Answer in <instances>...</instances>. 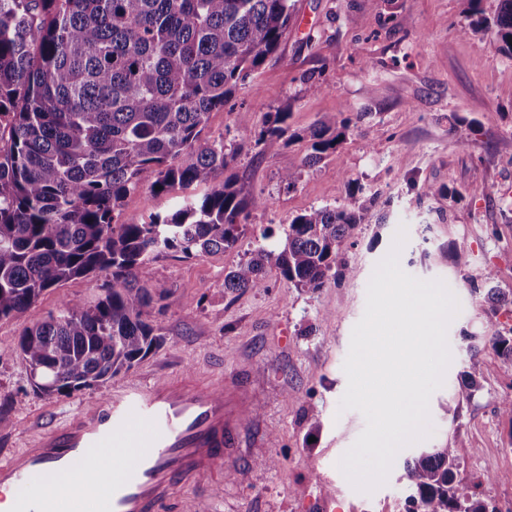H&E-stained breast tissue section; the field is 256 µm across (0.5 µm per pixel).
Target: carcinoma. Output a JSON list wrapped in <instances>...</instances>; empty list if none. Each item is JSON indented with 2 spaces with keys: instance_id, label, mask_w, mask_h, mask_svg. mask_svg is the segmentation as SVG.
<instances>
[{
  "instance_id": "cac0c4a2",
  "label": "carcinoma",
  "mask_w": 512,
  "mask_h": 512,
  "mask_svg": "<svg viewBox=\"0 0 512 512\" xmlns=\"http://www.w3.org/2000/svg\"><path fill=\"white\" fill-rule=\"evenodd\" d=\"M466 2L457 34L490 31L512 57V0H498L491 18L483 0ZM291 8V0H0V319L71 279L103 291L89 305L67 301L19 337L41 393L104 387L160 347L149 317L163 308L165 289L140 284L139 270L163 252L190 258L234 248L242 219L266 205L226 175L236 151L202 133L209 113L277 51ZM286 119L276 113L255 145L305 139L310 166L349 128L345 120L290 134ZM147 169L153 191L180 195L176 210L120 220ZM202 184L212 185L203 198L186 194ZM373 203L354 182L343 204L294 216L282 246L253 251L225 274L224 289L264 288L274 270L318 290L347 269ZM485 302L492 315L512 306L494 287ZM493 346L512 364V335L495 334ZM483 375L472 365L460 394L471 396ZM475 453L456 439L405 459L406 512H497L456 478L460 460Z\"/></svg>"
}]
</instances>
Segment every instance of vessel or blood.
<instances>
[{
  "label": "vessel or blood",
  "instance_id": "1",
  "mask_svg": "<svg viewBox=\"0 0 512 512\" xmlns=\"http://www.w3.org/2000/svg\"><path fill=\"white\" fill-rule=\"evenodd\" d=\"M231 401L193 375L118 383L1 460L0 489L11 490L13 512H165L176 487L201 486L233 446ZM56 474L89 483L78 497L47 491Z\"/></svg>",
  "mask_w": 512,
  "mask_h": 512
}]
</instances>
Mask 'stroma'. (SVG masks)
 Segmentation results:
<instances>
[{
    "mask_svg": "<svg viewBox=\"0 0 512 512\" xmlns=\"http://www.w3.org/2000/svg\"><path fill=\"white\" fill-rule=\"evenodd\" d=\"M292 2L293 22L276 57L241 83L228 105L210 112L205 130L226 149L240 147L237 186L242 195L265 197L266 207L250 211L236 247L193 258L163 253L139 276L141 284L168 291L163 310L151 315L165 343L131 376L193 371L243 387L251 410L211 483L175 489L177 512H404L409 491L401 474L412 447L400 450L385 484L369 494L337 467L366 425L359 411L338 409L352 330L374 268L401 228V268L443 280L460 303L448 327L452 362L429 402L434 433L422 445L443 448L462 438L476 453L460 461L458 480L480 499L511 507L512 418L499 403L512 396V365L490 338L512 327V313L486 314L484 294L491 285L512 295V57L500 52L492 33L456 34L465 0ZM313 83L320 92L310 91ZM278 112L287 113L296 133L344 120L349 129L335 153L309 167L308 141L273 150L255 145ZM290 168L298 172L292 185L282 179ZM153 180L151 172L142 174L123 202V220L172 210L175 198L153 193ZM354 180L376 195L375 212L385 221L360 226L346 274L313 292L276 274L261 290L225 291V274L250 252L278 247L297 214L342 204ZM427 182L449 187L452 197H422ZM452 245L468 253L466 268L449 259ZM99 294L93 282L72 279L44 291L24 313L0 319V460L28 434L106 396L103 388L41 395L16 352L26 327L67 300L91 302ZM474 362L485 373L466 399L461 380ZM451 406L458 409L453 418ZM270 457L276 467H263ZM229 471L237 480H225Z\"/></svg>",
    "mask_w": 512,
    "mask_h": 512,
    "instance_id": "stroma-1",
    "label": "stroma"
}]
</instances>
